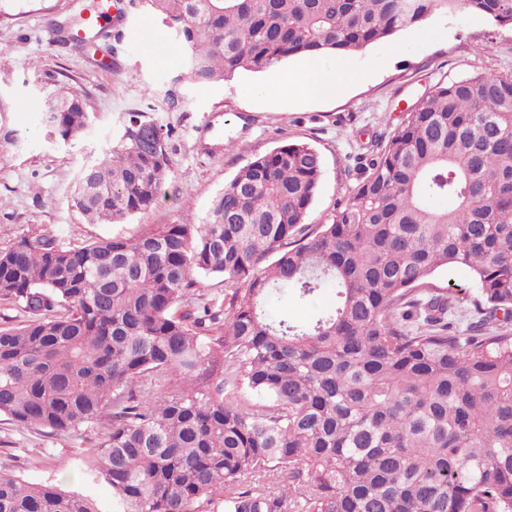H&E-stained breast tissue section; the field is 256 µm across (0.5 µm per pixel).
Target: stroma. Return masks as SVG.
<instances>
[{
    "instance_id": "obj_1",
    "label": "stroma",
    "mask_w": 512,
    "mask_h": 512,
    "mask_svg": "<svg viewBox=\"0 0 512 512\" xmlns=\"http://www.w3.org/2000/svg\"><path fill=\"white\" fill-rule=\"evenodd\" d=\"M86 3L24 0L0 17V92L31 102L37 85L52 75L79 89L98 118L83 138L50 144L40 136L39 110L16 112L27 146L20 153L0 148V249L42 235L69 249L197 221L240 168L284 143H307L319 152L322 178L307 222L328 223L357 182L361 145L394 131L407 106L441 81L474 74L512 77V28L459 13L432 15L390 41L331 57L341 70L340 84L320 99L282 94L277 79L299 65L296 57L229 82L190 84L179 78L182 53L170 33H163L165 45L154 52L134 43L145 14L130 0L121 2L122 44L99 39L96 56L60 43L48 19L79 15ZM130 112L171 129L170 179L149 210L120 224L87 223L72 200L78 171L111 149ZM103 433L100 424L88 423L53 434L0 416V472L91 494L110 512V487L93 483L80 466Z\"/></svg>"
}]
</instances>
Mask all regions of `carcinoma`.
Segmentation results:
<instances>
[{"label": "carcinoma", "instance_id": "cac0c4a2", "mask_svg": "<svg viewBox=\"0 0 512 512\" xmlns=\"http://www.w3.org/2000/svg\"><path fill=\"white\" fill-rule=\"evenodd\" d=\"M183 49L178 79L233 80L294 56L351 54L434 14L512 27V0H144ZM105 2L50 28L90 51ZM0 95V144H24ZM81 93L41 99L51 142L95 122ZM171 130L130 112L84 166L90 224L149 209L171 176ZM356 186L306 234L322 176L305 143L244 165L201 224L63 249L0 250V415L66 432L107 424L81 460L112 512H512V78L435 86L366 146ZM462 268L478 319L425 280ZM224 280V301L194 293ZM334 305L306 322L273 292ZM503 318H498V314ZM0 512H104L89 495L0 473Z\"/></svg>", "mask_w": 512, "mask_h": 512}]
</instances>
